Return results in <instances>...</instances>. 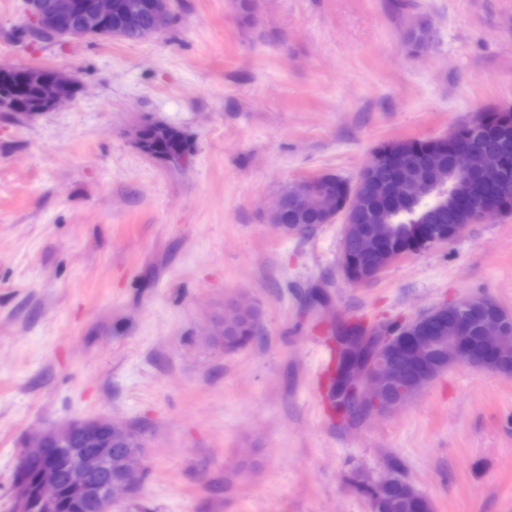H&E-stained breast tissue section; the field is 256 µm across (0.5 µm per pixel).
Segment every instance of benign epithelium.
<instances>
[{
    "label": "benign epithelium",
    "instance_id": "1",
    "mask_svg": "<svg viewBox=\"0 0 512 512\" xmlns=\"http://www.w3.org/2000/svg\"><path fill=\"white\" fill-rule=\"evenodd\" d=\"M25 4L32 27L57 41L119 37L120 29L112 27L114 20L118 21L121 29L135 30L145 37L159 36L168 29L173 16V0H25ZM145 12L154 18V25L148 30L141 26ZM39 81L43 87L42 111L59 110L70 104L77 83L72 73L62 69L43 70ZM463 155L467 169L482 183H499L512 174V162L507 159L488 158L468 146L464 147ZM385 158L402 167L424 162L434 170L439 169L435 157H418L390 143L387 149H379L374 154L376 161ZM297 185L299 189L293 195L294 203L302 208L319 210L326 224L339 217L348 219L353 200L371 194L360 178L341 187L326 175L318 174L301 179ZM426 191L425 182L402 179L391 191V196L395 200L419 198ZM466 229L465 224H432L411 237L403 238L396 236L381 220L360 238V245L363 251L377 252L382 257L372 270L371 278L374 279L401 257L433 245L451 243ZM340 261L343 274L350 283L361 285L367 281L361 269L352 263L350 253L344 249L341 250ZM466 305L465 300L439 304L427 314L408 322L406 329L386 323L378 329L375 343L353 328L340 333L338 341L343 350V363L335 374L331 390L342 412L351 421L358 422L373 414L397 411L438 375L428 356L431 337L410 336L407 330L444 309L456 311L448 336V366L466 364L500 371L495 360L512 355V315L484 319L475 343L470 340L472 325L465 312ZM249 309V304L226 301L224 319L214 326L210 337L224 335V330L233 326ZM77 433L81 434L82 448L70 447ZM115 433L127 440L139 439L133 428L105 417L71 420L34 435L24 447L25 452L57 458L60 451H65L55 466L34 462L18 471V479L31 481L34 504L46 512H56L69 492L81 509L90 505L96 512H112L115 501L134 492L135 479L141 471L144 456L142 451L127 455L122 461L125 477L112 478V435Z\"/></svg>",
    "mask_w": 512,
    "mask_h": 512
}]
</instances>
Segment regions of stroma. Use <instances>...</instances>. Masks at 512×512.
Wrapping results in <instances>:
<instances>
[{"label":"stroma","mask_w":512,"mask_h":512,"mask_svg":"<svg viewBox=\"0 0 512 512\" xmlns=\"http://www.w3.org/2000/svg\"><path fill=\"white\" fill-rule=\"evenodd\" d=\"M162 36L47 42L0 0V62L77 79L73 102L0 112V512L28 434L107 417L146 444L112 512H371L393 474L433 512H512V374L455 366L402 410L341 422L319 366L327 328L412 320L484 297L512 313V215L350 284L343 222L269 221L311 174L356 180L381 144L512 106V0H175ZM431 23L427 50L405 41ZM178 126L172 168L131 136ZM240 296L255 339L206 327Z\"/></svg>","instance_id":"1"}]
</instances>
